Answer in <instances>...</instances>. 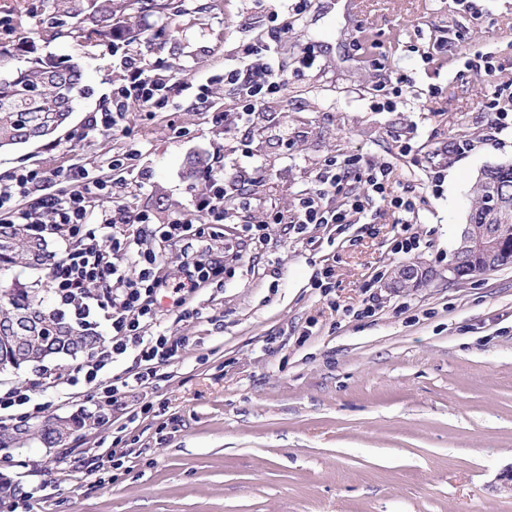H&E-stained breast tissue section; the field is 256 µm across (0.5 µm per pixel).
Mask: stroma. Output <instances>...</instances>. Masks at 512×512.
<instances>
[{"instance_id": "obj_1", "label": "stroma", "mask_w": 512, "mask_h": 512, "mask_svg": "<svg viewBox=\"0 0 512 512\" xmlns=\"http://www.w3.org/2000/svg\"><path fill=\"white\" fill-rule=\"evenodd\" d=\"M126 14L131 42L51 39L52 0L18 11L0 0L13 65L70 60L87 85L67 127L0 151V186L23 168L108 181L113 154L136 148L144 188L113 189L130 214L163 222L192 209L213 168L229 206L248 194L246 220L264 235L243 243L228 224L212 242L224 287L196 301L222 325L168 320L194 343L153 386L71 447L9 451L0 474L24 490L48 483L43 512H512V265L448 277L476 176L512 159V127L495 112L512 109V0H366L341 29L326 0H130ZM275 16L288 23L276 57L288 83L243 123L222 76ZM126 45L171 85L170 106L132 105L118 131L76 140L111 106ZM477 54L492 74L468 71ZM392 74L406 79L397 96L381 90ZM332 160L387 168L413 213L399 219L373 198L348 223L293 230L301 194ZM273 211L288 223H267ZM408 232L419 248L397 251ZM406 263L430 279L384 288ZM325 271L326 296L313 286ZM35 400L42 422L108 402L97 386ZM146 403L155 415L131 420ZM120 432L132 457L116 470ZM86 448L100 472L78 466Z\"/></svg>"}]
</instances>
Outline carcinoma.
<instances>
[{"label": "carcinoma", "instance_id": "obj_1", "mask_svg": "<svg viewBox=\"0 0 512 512\" xmlns=\"http://www.w3.org/2000/svg\"><path fill=\"white\" fill-rule=\"evenodd\" d=\"M63 17L75 20L69 32L86 39L105 30L131 33L124 22V0H53ZM82 68L68 61L49 58L35 66L18 65L0 72V149L30 143L29 136L52 125L65 127L71 120L77 97L84 95ZM501 197L503 207H486L490 191ZM499 232L502 245L493 268L512 263V160L483 169L472 185V202L465 229L478 235L487 227ZM33 246L32 239L20 236L11 224H0V320L14 312L34 308L35 291L14 277L8 284L3 277L24 268ZM45 336H68V344L87 353L101 344V337L90 330H78L57 314L43 318Z\"/></svg>", "mask_w": 512, "mask_h": 512}]
</instances>
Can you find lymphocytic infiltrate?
Here are the masks:
<instances>
[{
	"label": "lymphocytic infiltrate",
	"mask_w": 512,
	"mask_h": 512,
	"mask_svg": "<svg viewBox=\"0 0 512 512\" xmlns=\"http://www.w3.org/2000/svg\"><path fill=\"white\" fill-rule=\"evenodd\" d=\"M286 33V28H279L271 43L254 49L253 60L225 71V83L243 91L239 120H248L267 97L281 92L286 77L270 57ZM122 67L125 82L114 91L111 110L90 117L89 131L117 129L119 118L133 100L151 110L168 105L167 85L142 66L137 53H126ZM60 177L70 185L64 196L46 195L35 209L23 210L19 199L32 185L44 181L45 175L36 170L16 174L11 185L0 187V222L28 224L39 234L82 236V245L66 251L48 275L55 310L79 327L108 325L111 334L67 375L48 373L44 380L66 396L74 388L99 385L117 402L127 392L151 384L160 365L180 357L187 341L170 336L168 316L202 319V309L194 304L197 294L224 286L223 259L208 267L195 265L189 251L203 245L207 230L223 228L235 215L224 206V176L214 171L208 172V190L197 198L193 210L162 224L146 214L130 221L124 209L104 207L102 200L109 195L106 181L69 171L61 172ZM353 180L369 185L377 197L386 196L384 171L356 173L331 163L321 174L316 193L302 199L298 223L343 224L350 211H362L363 202L356 193L350 195L345 210L322 203L323 197ZM160 244L177 247L183 278L173 280L165 274L156 250ZM130 353L137 359V372L109 374V367Z\"/></svg>",
	"instance_id": "f902f5d3"
}]
</instances>
